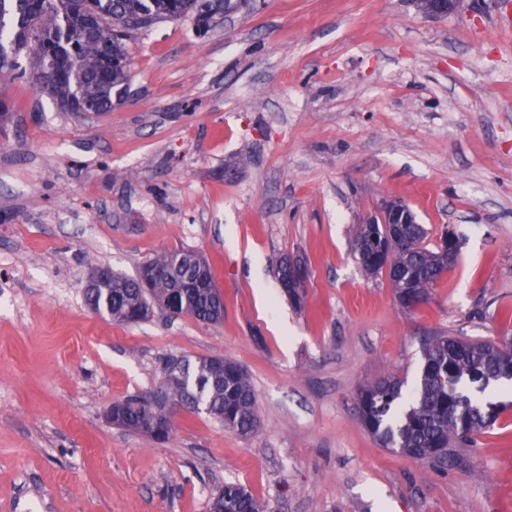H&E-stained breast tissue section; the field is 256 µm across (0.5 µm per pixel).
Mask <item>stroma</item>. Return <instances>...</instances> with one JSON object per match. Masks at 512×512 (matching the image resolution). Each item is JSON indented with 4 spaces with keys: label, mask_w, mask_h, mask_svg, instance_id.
Segmentation results:
<instances>
[{
    "label": "stroma",
    "mask_w": 512,
    "mask_h": 512,
    "mask_svg": "<svg viewBox=\"0 0 512 512\" xmlns=\"http://www.w3.org/2000/svg\"><path fill=\"white\" fill-rule=\"evenodd\" d=\"M128 91L102 114L0 79V512H209L227 482L273 512H512V385L453 465L384 448L354 408L417 382L436 334L512 337V0L430 19L410 0H247L198 35L165 21L128 43ZM405 200L457 262L402 306L352 250ZM211 266L224 319L93 313V267L156 254ZM301 256L302 306L276 259ZM229 358L258 432L180 411L167 443L113 426V402L165 362Z\"/></svg>",
    "instance_id": "stroma-1"
}]
</instances>
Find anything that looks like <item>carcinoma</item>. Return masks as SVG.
I'll use <instances>...</instances> for the list:
<instances>
[{
  "instance_id": "obj_1",
  "label": "carcinoma",
  "mask_w": 512,
  "mask_h": 512,
  "mask_svg": "<svg viewBox=\"0 0 512 512\" xmlns=\"http://www.w3.org/2000/svg\"><path fill=\"white\" fill-rule=\"evenodd\" d=\"M234 0H0V74L23 78L21 54L33 55L34 68L45 58L57 62L54 71L38 79L42 91L67 112L90 107L109 112L126 92L128 59L126 41L131 32L163 21L193 20L204 33L234 9ZM403 241L391 250L389 260L401 266L402 278L415 294V304L427 300L429 289L454 265L438 259L436 249L425 245L427 232L410 224ZM190 250L162 253L138 270L136 276L119 274L101 281L94 290V310L104 311L124 323L146 320L159 302L178 290L169 276ZM208 286L182 295L179 313L204 324H219L216 308L224 303L212 268ZM424 362L414 390L404 382L386 378L362 386L356 399L360 420L384 448L411 450L410 457L448 463L454 449L469 447L475 436L493 426L502 413L496 403L485 402L465 390L469 383L490 385L512 376V361H501L490 340L431 336L423 346ZM184 370L164 367L163 388L168 400L186 411L204 410L242 437L259 430L257 400L244 369L224 359V381H209L212 359L183 360ZM119 426L153 436V409L145 396L117 402ZM224 512H270L243 485L224 484L213 497L212 508Z\"/></svg>"
}]
</instances>
